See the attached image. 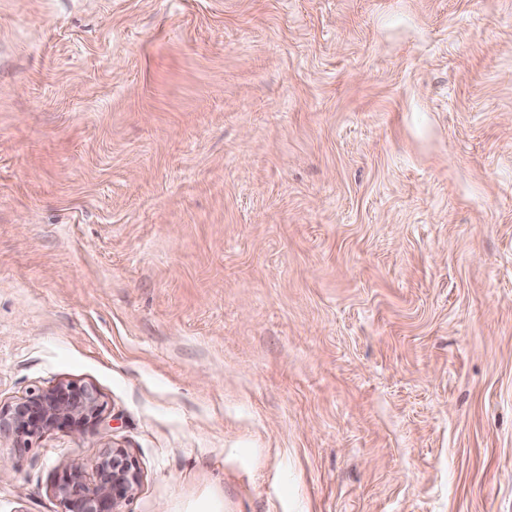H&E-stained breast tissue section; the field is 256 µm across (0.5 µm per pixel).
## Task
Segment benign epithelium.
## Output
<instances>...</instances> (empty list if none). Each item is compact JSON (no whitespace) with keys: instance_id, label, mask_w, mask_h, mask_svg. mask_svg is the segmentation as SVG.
Wrapping results in <instances>:
<instances>
[{"instance_id":"1","label":"benign epithelium","mask_w":512,"mask_h":512,"mask_svg":"<svg viewBox=\"0 0 512 512\" xmlns=\"http://www.w3.org/2000/svg\"><path fill=\"white\" fill-rule=\"evenodd\" d=\"M102 412L103 403L92 387L59 381L31 390L12 404L0 405V432L13 434L26 448L55 429L81 432L96 424ZM91 470L90 481L80 468L59 475L55 488L62 512H123L141 483L135 461L125 449L112 445L104 449Z\"/></svg>"}]
</instances>
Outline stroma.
<instances>
[{
    "label": "stroma",
    "instance_id": "obj_1",
    "mask_svg": "<svg viewBox=\"0 0 512 512\" xmlns=\"http://www.w3.org/2000/svg\"><path fill=\"white\" fill-rule=\"evenodd\" d=\"M0 512H512V0H0ZM98 393L77 382L60 381L30 390L16 402L0 405V432L12 433L23 447L59 428L82 432L95 425L103 412ZM88 482L81 468L68 469L56 480L62 512H124L141 483V473L128 452L106 446L91 465Z\"/></svg>",
    "mask_w": 512,
    "mask_h": 512
}]
</instances>
